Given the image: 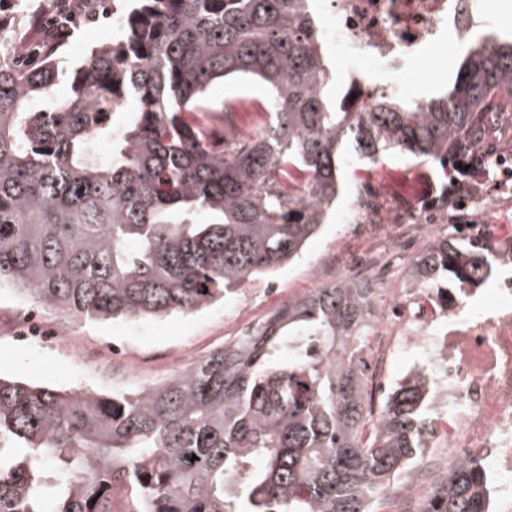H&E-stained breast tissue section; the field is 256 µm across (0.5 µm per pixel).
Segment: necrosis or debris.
Wrapping results in <instances>:
<instances>
[{"label":"necrosis or debris","mask_w":512,"mask_h":512,"mask_svg":"<svg viewBox=\"0 0 512 512\" xmlns=\"http://www.w3.org/2000/svg\"><path fill=\"white\" fill-rule=\"evenodd\" d=\"M315 7L329 18L325 39L344 58L384 67L370 84L362 72H350L355 112L368 107L369 93L397 91L411 63L429 64V50L447 33L468 38L489 26L492 12L490 0H315ZM499 270L482 303H473L472 289L450 290L444 318L432 292L390 288L382 274L373 275L364 282L371 302L359 348L378 393L388 388L387 348L423 354L418 370L430 389L431 443L447 449L456 463L491 462L489 494L495 501L512 484V259L501 260Z\"/></svg>","instance_id":"4bbe7bcc"}]
</instances>
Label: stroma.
Returning <instances> with one entry per match:
<instances>
[{
	"label": "stroma",
	"mask_w": 512,
	"mask_h": 512,
	"mask_svg": "<svg viewBox=\"0 0 512 512\" xmlns=\"http://www.w3.org/2000/svg\"><path fill=\"white\" fill-rule=\"evenodd\" d=\"M60 0H0V42L20 41L41 47L50 16ZM64 72L57 95L70 91L71 76L95 43L117 40L112 11L98 21L60 30ZM464 42L440 48L432 69L411 65L402 79L405 100L443 91L456 73ZM488 177L473 190L458 193L452 168L393 155L379 164L348 161L343 192L321 233L302 257L271 277L250 281L224 303L191 314L138 322L84 321L42 308L12 289L0 291V376L44 384L65 391L104 393L136 391L222 348L232 332L229 313L262 320L289 301L331 284L337 270L363 258L379 257L388 239L405 241L391 264V274L406 272L431 238L455 234L457 225L475 226L479 238L496 245L512 240V179L502 163L512 162V114L490 122L474 149ZM434 211L432 236H418L403 215ZM88 360L80 365L75 352Z\"/></svg>",
	"instance_id": "1"
}]
</instances>
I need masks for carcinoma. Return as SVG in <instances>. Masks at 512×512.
<instances>
[{"label": "carcinoma", "instance_id": "cac0c4a2", "mask_svg": "<svg viewBox=\"0 0 512 512\" xmlns=\"http://www.w3.org/2000/svg\"><path fill=\"white\" fill-rule=\"evenodd\" d=\"M59 67L0 58V286L90 321L222 301L299 257L346 158L462 172L485 120L512 112V37L498 35L467 50L443 93L373 94L345 111L311 0H131L122 38L94 45L62 98ZM226 79L268 87L245 105L270 116L265 128L207 98ZM499 254L434 240L407 279L446 301L482 287ZM367 315L366 289L319 288L134 393L0 378V512H115L118 490L123 512H377L432 420L413 373L372 420L355 351ZM444 485L430 512H489L481 463Z\"/></svg>", "mask_w": 512, "mask_h": 512}]
</instances>
